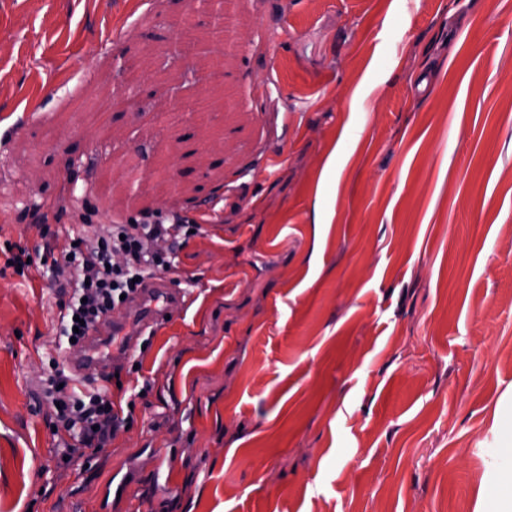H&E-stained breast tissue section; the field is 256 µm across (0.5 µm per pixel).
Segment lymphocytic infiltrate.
I'll return each instance as SVG.
<instances>
[{"label": "lymphocytic infiltrate", "instance_id": "f902f5d3", "mask_svg": "<svg viewBox=\"0 0 512 512\" xmlns=\"http://www.w3.org/2000/svg\"><path fill=\"white\" fill-rule=\"evenodd\" d=\"M204 233L203 222L178 212L143 213L113 225L105 236L94 225H78L75 244L63 256L70 270V299L60 307L59 349L81 343L147 280L161 273L179 274L178 247L191 235ZM162 240L172 241V249H158ZM43 392L55 406L60 456L80 458L87 450L103 448L126 424L114 409L108 387L86 388L80 377L58 370L47 378Z\"/></svg>", "mask_w": 512, "mask_h": 512}]
</instances>
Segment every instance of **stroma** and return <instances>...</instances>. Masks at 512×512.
I'll return each mask as SVG.
<instances>
[{
    "mask_svg": "<svg viewBox=\"0 0 512 512\" xmlns=\"http://www.w3.org/2000/svg\"><path fill=\"white\" fill-rule=\"evenodd\" d=\"M217 191L58 465L44 257ZM511 396L512 0H0V512H477Z\"/></svg>",
    "mask_w": 512,
    "mask_h": 512,
    "instance_id": "35a3bbf8",
    "label": "stroma"
}]
</instances>
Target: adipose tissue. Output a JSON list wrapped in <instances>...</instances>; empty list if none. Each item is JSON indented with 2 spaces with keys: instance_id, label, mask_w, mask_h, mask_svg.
<instances>
[{
  "instance_id": "adipose-tissue-1",
  "label": "adipose tissue",
  "mask_w": 512,
  "mask_h": 512,
  "mask_svg": "<svg viewBox=\"0 0 512 512\" xmlns=\"http://www.w3.org/2000/svg\"><path fill=\"white\" fill-rule=\"evenodd\" d=\"M490 456L492 466L482 486L480 512H512V413L498 429V441Z\"/></svg>"
}]
</instances>
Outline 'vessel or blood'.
<instances>
[{
	"label": "vessel or blood",
	"mask_w": 512,
	"mask_h": 512,
	"mask_svg": "<svg viewBox=\"0 0 512 512\" xmlns=\"http://www.w3.org/2000/svg\"><path fill=\"white\" fill-rule=\"evenodd\" d=\"M181 300L180 290L168 282H150L136 298L135 321L119 317L106 318L100 335L89 336L83 346L70 350L67 361L76 373L98 369L102 356H111L113 363H123L137 346L141 336L162 324L171 307Z\"/></svg>",
	"instance_id": "vessel-or-blood-1"
}]
</instances>
